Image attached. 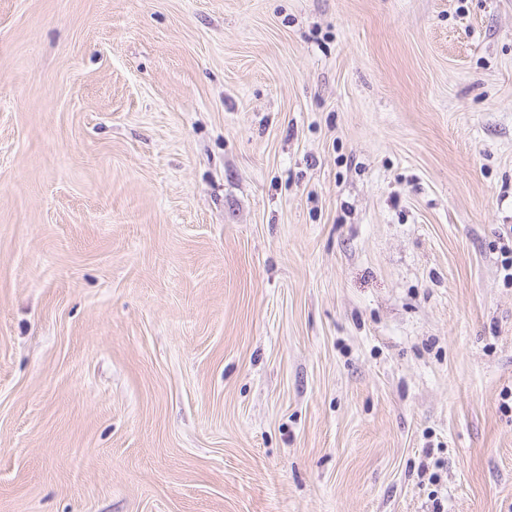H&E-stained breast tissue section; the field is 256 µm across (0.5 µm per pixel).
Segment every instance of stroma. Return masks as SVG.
Listing matches in <instances>:
<instances>
[{
  "mask_svg": "<svg viewBox=\"0 0 512 512\" xmlns=\"http://www.w3.org/2000/svg\"><path fill=\"white\" fill-rule=\"evenodd\" d=\"M512 0H0V512H512Z\"/></svg>",
  "mask_w": 512,
  "mask_h": 512,
  "instance_id": "stroma-1",
  "label": "stroma"
}]
</instances>
